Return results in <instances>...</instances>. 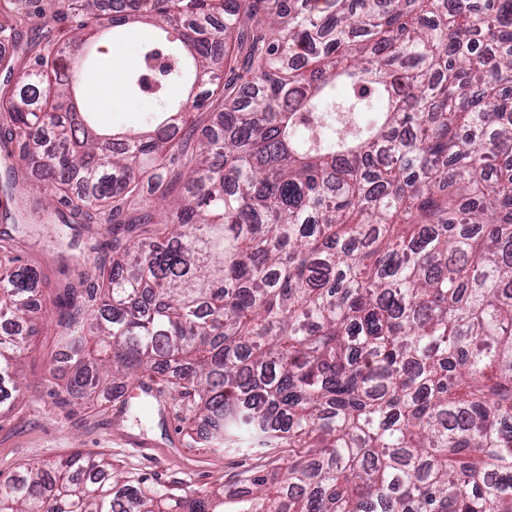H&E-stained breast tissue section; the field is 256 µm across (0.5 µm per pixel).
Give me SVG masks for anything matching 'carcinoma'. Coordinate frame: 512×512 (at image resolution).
Instances as JSON below:
<instances>
[{
  "mask_svg": "<svg viewBox=\"0 0 512 512\" xmlns=\"http://www.w3.org/2000/svg\"><path fill=\"white\" fill-rule=\"evenodd\" d=\"M53 19L84 47L108 21L171 32L144 60L194 109L262 22L181 194L160 159L187 109L112 142L57 112L82 92L68 46L0 55V157L24 162L6 196L39 175L47 213L112 234L57 297L56 402L151 371L208 422L192 443L302 452L177 493L78 451L1 476L0 512H512V0H58ZM146 206L154 227L119 221ZM23 219L0 210V320L25 327L0 334V409L39 320L41 273L8 244Z\"/></svg>",
  "mask_w": 512,
  "mask_h": 512,
  "instance_id": "1",
  "label": "carcinoma"
}]
</instances>
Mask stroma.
<instances>
[{
    "instance_id": "1",
    "label": "stroma",
    "mask_w": 512,
    "mask_h": 512,
    "mask_svg": "<svg viewBox=\"0 0 512 512\" xmlns=\"http://www.w3.org/2000/svg\"><path fill=\"white\" fill-rule=\"evenodd\" d=\"M148 37L149 29L142 24L128 25L125 35L118 39L111 31L101 32L99 38L110 42L111 53L103 55L95 45L87 48L82 61L85 82L94 84L99 72L110 67L119 68L124 74L136 72ZM114 92L130 100L129 105L100 115L102 123L116 133L145 127L153 113L183 97L181 85L169 81L164 82L162 93L151 97L130 95L122 82L117 83ZM31 229V236L22 243V257L41 272L43 323L22 356V369L31 391L12 411L0 415V475L83 450L108 454L117 469L145 473L163 484L179 481L203 492L216 483L234 480L246 469L287 465L289 450L285 447L265 454L189 447L185 438L187 426L202 432L207 424L195 420L184 402L172 400V388L167 384L159 386L153 417L145 425L134 420L131 409L135 401L131 398L123 397L104 406L89 404L73 412L55 405L49 393L62 390L67 373L52 367L56 340L62 331L60 311L53 299L64 277H78L98 265L105 252L83 247L62 251V239L69 231L59 224L35 223Z\"/></svg>"
}]
</instances>
